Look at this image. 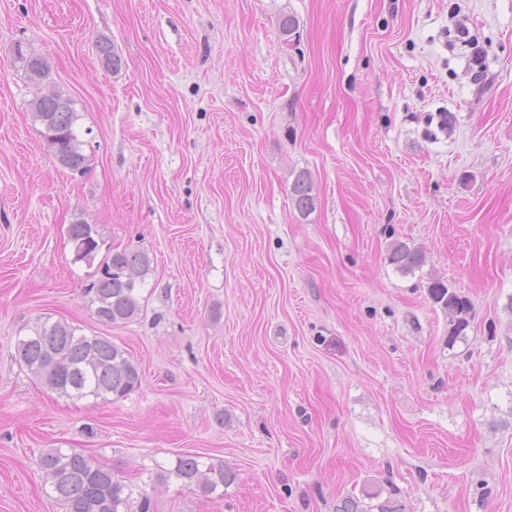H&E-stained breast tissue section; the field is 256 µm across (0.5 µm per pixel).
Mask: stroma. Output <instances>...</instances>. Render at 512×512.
Listing matches in <instances>:
<instances>
[{
    "label": "stroma",
    "instance_id": "stroma-1",
    "mask_svg": "<svg viewBox=\"0 0 512 512\" xmlns=\"http://www.w3.org/2000/svg\"><path fill=\"white\" fill-rule=\"evenodd\" d=\"M461 18L487 51L479 81L448 44ZM19 44L47 58L41 88ZM56 90L81 176L32 120ZM78 219L99 256L152 258L137 321L96 320ZM396 242L424 265H390ZM435 279L471 305L453 342ZM43 317L110 337L141 387L46 391L13 358ZM48 448L154 512H336L370 483L405 512H512V0H0V512H63ZM185 454L236 482L220 498L151 482ZM291 197L296 209L304 214L310 213L315 208L316 198L310 176L302 172L294 179L291 185ZM68 234L73 246L74 261H83L89 266H93L99 250V242L96 239L99 232L96 226L76 220L69 224Z\"/></svg>",
    "mask_w": 512,
    "mask_h": 512
}]
</instances>
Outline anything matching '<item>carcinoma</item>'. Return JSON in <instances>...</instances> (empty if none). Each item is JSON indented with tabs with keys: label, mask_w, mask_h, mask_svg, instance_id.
Wrapping results in <instances>:
<instances>
[{
	"label": "carcinoma",
	"mask_w": 512,
	"mask_h": 512,
	"mask_svg": "<svg viewBox=\"0 0 512 512\" xmlns=\"http://www.w3.org/2000/svg\"><path fill=\"white\" fill-rule=\"evenodd\" d=\"M18 62L27 79L40 85L48 79L50 65L41 55L17 45ZM34 122L43 127L42 135L60 166L84 173L88 156L83 142L74 132L77 114L73 99L62 91L36 97L31 102ZM296 209L304 214L313 211L316 198L310 176L302 172L291 185ZM69 240L74 261L93 265L97 256L99 232L95 225L77 220L69 225ZM390 264L408 273L424 263V255L405 243L393 245L388 254ZM152 259L145 251H114L94 271L87 288L97 321L103 324L132 322L141 315V287L152 270ZM434 303L448 311L451 318L449 338L464 335L469 325L468 300L441 280L429 286ZM14 359L47 389L61 397L82 400L92 398L110 403L126 398L139 389L142 373L126 351L108 336L77 333L65 321L39 320L24 336L17 338ZM40 468L55 498L65 512H153L150 496L133 497L131 485L116 476L112 469L85 455L60 448L45 450ZM154 482L164 484L174 478L202 495H224V488L237 479L234 469L222 463H205L196 455L179 456L174 467L156 465ZM376 490H362V497H347L336 512H403L402 504L389 493L383 501Z\"/></svg>",
	"instance_id": "cac0c4a2"
}]
</instances>
